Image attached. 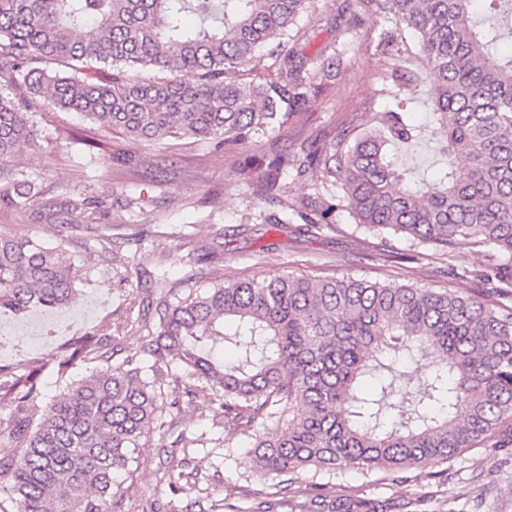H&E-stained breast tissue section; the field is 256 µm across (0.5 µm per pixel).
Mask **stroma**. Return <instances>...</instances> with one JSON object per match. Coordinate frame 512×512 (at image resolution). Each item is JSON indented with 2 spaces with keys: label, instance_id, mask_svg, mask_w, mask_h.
I'll use <instances>...</instances> for the list:
<instances>
[{
  "label": "stroma",
  "instance_id": "35a3bbf8",
  "mask_svg": "<svg viewBox=\"0 0 512 512\" xmlns=\"http://www.w3.org/2000/svg\"><path fill=\"white\" fill-rule=\"evenodd\" d=\"M336 0H315L301 24L307 55L345 46L347 61L334 85L314 98L308 108L263 143L219 152L211 146H188L177 141L160 145L130 143L116 132H98L103 149L83 151L71 135L88 130L90 120L75 112L34 101L32 111L45 113L43 148H21L15 161L38 184L51 214L37 218L28 211L0 210V228L19 237L32 236L49 246L65 245L75 258L83 250L62 242L63 224H81L85 218L61 207L66 198L83 193L102 230L122 235L121 255L146 269L142 278L122 273L94 274L81 288L77 304L67 311L37 308L21 315L0 314V361L17 363L38 359L53 365L59 348L71 336L88 331L103 317L125 304L132 293L152 289L153 277L182 280L189 271L182 260L181 237L205 241L223 234V255L200 262L204 278L237 280L277 271L316 277L351 276L358 279H395L422 287L474 292L473 279H459L462 270L483 269L486 259L469 247L456 248L450 258L401 233L373 231L355 223L344 209L334 214V230L317 237L282 232L261 223L260 206L250 192L252 170L247 160L261 152L295 154L301 147L330 139L338 130L355 138L372 132L376 114L394 98L407 100L412 123L423 125L431 99L420 82L386 81L385 62L371 19L358 13L347 31H339ZM210 402L198 397L197 408L183 413L181 425L189 437H203L204 446L191 449L201 459L214 496H230L242 512H255L267 501L275 481L249 469L253 441L233 429H211ZM173 440L166 429H154L145 450L146 462L126 492L127 504L149 499L160 512H205L208 503L189 484L179 491L159 485L156 471ZM448 482L436 487L428 467L411 470L406 482L393 481L382 470L350 469L301 475L291 486L305 498L311 482L324 484L336 495L369 498L421 497L426 512H512V452L490 448L466 450L447 464Z\"/></svg>",
  "mask_w": 512,
  "mask_h": 512
}]
</instances>
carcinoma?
Listing matches in <instances>:
<instances>
[{"label":"carcinoma","mask_w":512,"mask_h":512,"mask_svg":"<svg viewBox=\"0 0 512 512\" xmlns=\"http://www.w3.org/2000/svg\"><path fill=\"white\" fill-rule=\"evenodd\" d=\"M357 0L374 16L390 78L431 75L432 135L442 163L414 182L397 149L417 139L406 105L377 113L374 133L341 132L302 157L251 158L253 193L273 207L265 222L299 234L334 229L344 208L373 230L402 232L444 251L478 248L485 288L466 295L397 281L307 278L272 272L197 288L159 282L75 336L52 374L60 394L43 410L37 360L0 364V405L13 407L0 444V493L15 512H107L134 474L159 423L194 440L177 415L204 392L211 427L253 439L254 472L284 479L310 471L402 474L445 464L479 445L512 448V0ZM312 0H0V206L28 210L36 183L14 167L37 145L38 113L10 96L81 113L133 141H202L216 150L255 144L281 129L336 80L343 52L298 49ZM416 40L419 70L396 62V38ZM167 70L173 78L144 77ZM460 156L467 158L463 167ZM314 178L338 204L310 215L288 203V172ZM77 260L62 246L0 229V312L62 309L90 281L92 256L112 261L101 234ZM151 319H132L137 307ZM135 324L140 351L115 333ZM81 362L96 364L76 379ZM191 381L181 394L176 389ZM275 418L274 429L265 422ZM183 462L167 455L159 482L172 490ZM290 512H419V500L337 496L317 483Z\"/></svg>","instance_id":"obj_1"}]
</instances>
